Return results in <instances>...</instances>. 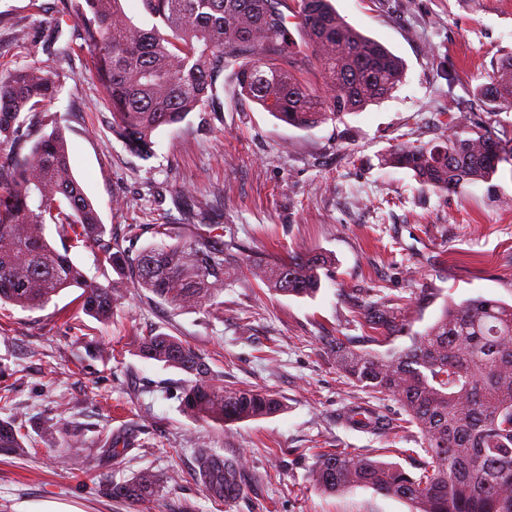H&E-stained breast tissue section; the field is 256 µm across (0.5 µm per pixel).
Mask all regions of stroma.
<instances>
[{
	"mask_svg": "<svg viewBox=\"0 0 512 512\" xmlns=\"http://www.w3.org/2000/svg\"><path fill=\"white\" fill-rule=\"evenodd\" d=\"M348 23L380 41L407 67L392 96L343 121L302 129L239 100L231 73L218 100L157 133L143 160L112 134L103 88L87 49L62 60L45 51L46 23L75 20L61 0H0V73L21 67L58 72L62 88L48 112L66 125L71 167L107 231L136 253L153 227L194 235L200 212L230 225L245 253L279 259L323 253L333 265L314 297L283 296L250 275L224 289V315L177 309L126 289L112 320L86 315L77 290L30 312L0 306V420L28 434L23 456L0 454V512L59 503L77 512H410L404 500L359 488L324 494L311 473L323 450L383 449L384 460L415 471V429L373 434L347 427L344 407L372 404L395 418L392 400L371 398L336 370L325 339L354 337L369 348L356 303L398 300L394 348L410 343L447 299L484 296L512 304V161L491 183L454 193L421 189L412 172L383 166L405 142L428 143L466 114L462 135L488 128L512 140V106L479 95L512 58V0H331ZM190 210L178 211L180 193ZM118 206H109L112 195ZM165 332L208 361L225 384L270 390L286 412L229 426L202 424L181 411L186 374L141 358L140 343ZM124 442L113 456L104 437ZM79 451L62 454L70 440ZM247 456L240 497L227 503L202 484L200 449ZM157 476L154 497L111 496L112 483L138 471Z\"/></svg>",
	"mask_w": 512,
	"mask_h": 512,
	"instance_id": "obj_1",
	"label": "stroma"
}]
</instances>
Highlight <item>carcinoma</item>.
<instances>
[{
  "label": "carcinoma",
  "mask_w": 512,
  "mask_h": 512,
  "mask_svg": "<svg viewBox=\"0 0 512 512\" xmlns=\"http://www.w3.org/2000/svg\"><path fill=\"white\" fill-rule=\"evenodd\" d=\"M76 17L75 38L88 49L92 69L112 109V134L144 160L154 155L156 134L216 100L217 82L233 67L237 95L280 121L311 128L360 112L389 98L402 83L403 61L385 45L350 25L331 0H141L161 22L136 24L123 0H62ZM294 27H289L290 19ZM318 64L320 85L297 72L306 51ZM60 76L23 67L0 75V144L18 145L36 128L52 126L0 163V303L27 311L46 307L63 290H82V307L100 322L112 318L119 282L88 277L70 257L91 251L132 287L175 308L224 310L231 273L246 270L273 291L306 297L321 287L329 264L320 253L290 254L269 263L242 257L224 234L153 244L135 255L106 235L99 212L74 175L61 117L44 107L60 92ZM488 102L512 105V59L488 76L480 90ZM512 148L490 131L463 137L453 129L436 144L405 143L386 163L413 172L425 187L450 192L487 182ZM55 227L60 245L47 234ZM364 325L378 332L397 327L395 305H362ZM336 368L355 386L392 398L401 417L352 405L343 422L370 433L416 428L421 437L418 473L361 452L322 451L312 479L322 492L341 495L358 487L408 502L412 512H512V305L478 296L443 307L436 322L411 344L384 353L357 349L348 336L332 341ZM141 357L192 377L184 413L205 423L232 425L284 413L287 405L262 388L226 385L200 353L175 336L144 339ZM25 434L0 421V449L25 452ZM201 454V481L218 497L242 482L243 455L214 464ZM156 476L141 471L112 485V497L144 501Z\"/></svg>",
  "instance_id": "carcinoma-1"
}]
</instances>
